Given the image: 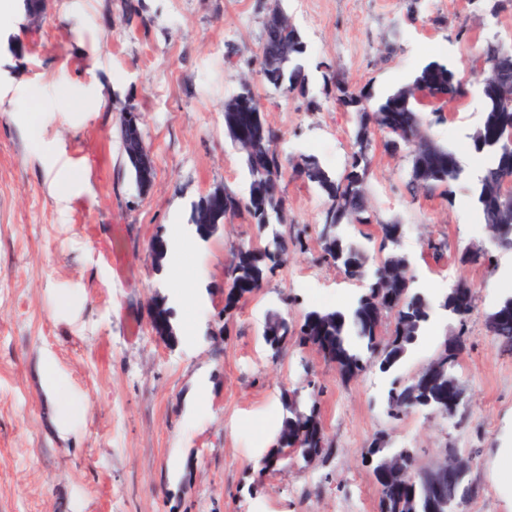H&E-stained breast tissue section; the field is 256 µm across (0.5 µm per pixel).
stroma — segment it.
Here are the masks:
<instances>
[{"instance_id":"obj_1","label":"stroma","mask_w":512,"mask_h":512,"mask_svg":"<svg viewBox=\"0 0 512 512\" xmlns=\"http://www.w3.org/2000/svg\"><path fill=\"white\" fill-rule=\"evenodd\" d=\"M307 44L306 96L266 84L260 73L272 8ZM464 39H457L458 30ZM512 50V0H47L0 15V512H378L365 460L371 442L413 448L422 467L446 445L472 457L479 488L464 512H512L489 473L512 444V355L488 332L487 316L511 293L492 266H464L462 250L491 248L476 216L478 183L410 194L408 149L367 146L368 225H324L327 200L292 168L312 156L340 176L355 151L356 114L323 81L331 65L350 91L379 103L431 60L463 77L468 97L423 107L430 137L470 157L484 104L477 93L488 42ZM249 83L278 133L284 219L254 224L247 212L155 260L150 245L192 223L199 200L218 188L249 195L244 156L224 129V103ZM78 100L82 109L59 111ZM140 114L154 179L141 191L127 166L122 106ZM50 108L39 129L26 120ZM67 161L65 188L49 162ZM70 198L58 202L59 191ZM400 224L398 249L432 306L431 319L393 373L371 368L346 381L316 350L263 340L271 315L298 325L313 308L351 307L362 282L321 258L326 232L363 245L368 270L381 256L380 225ZM302 238L262 288L223 315L232 256L249 244ZM445 241L433 256L430 241ZM200 276L192 335L167 341L149 324V300L172 299L179 272ZM465 283L475 295L466 323L440 306ZM465 333L455 374L463 400L451 415L389 417L385 391L432 362L447 338ZM66 386L64 397L47 376ZM205 401H198V393ZM317 403L335 448L325 462L262 471L284 414L282 396Z\"/></svg>"}]
</instances>
